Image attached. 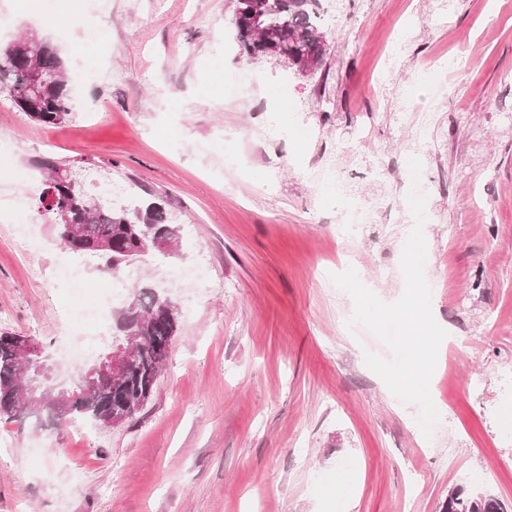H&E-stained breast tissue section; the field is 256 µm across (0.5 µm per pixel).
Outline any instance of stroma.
Here are the masks:
<instances>
[{
  "instance_id": "1",
  "label": "stroma",
  "mask_w": 512,
  "mask_h": 512,
  "mask_svg": "<svg viewBox=\"0 0 512 512\" xmlns=\"http://www.w3.org/2000/svg\"><path fill=\"white\" fill-rule=\"evenodd\" d=\"M0 0V44L35 31L64 50L74 111L58 127L0 95V181L41 188L42 161L123 184L127 207L161 202L180 226L173 253L132 263L137 283L180 319L156 390L117 427L36 428L0 420V512H442L449 490L487 488L512 512V0H338L322 67L304 78L275 58L249 59L233 31L235 0ZM88 13L103 39L69 16ZM402 57L386 65L390 43ZM458 55L450 77L419 65ZM256 70L260 82L232 84ZM413 119L432 114L434 185L424 224L438 353L433 396L446 411L424 436L419 408L365 364L390 350L348 327L351 296L331 274L354 269L386 303L405 282L408 200L376 170L407 169L412 129L395 130L399 94ZM238 153L239 167L226 165ZM372 223L339 235V207L304 168L326 155ZM39 246L18 250L0 223V334L30 336L47 383L65 388L115 336L112 318L70 358L68 312L92 303L111 274L94 264L77 299L60 281L64 250L32 202ZM206 263L207 285L180 287ZM352 481L336 488L338 473Z\"/></svg>"
}]
</instances>
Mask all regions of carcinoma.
<instances>
[{
	"label": "carcinoma",
	"instance_id": "carcinoma-1",
	"mask_svg": "<svg viewBox=\"0 0 512 512\" xmlns=\"http://www.w3.org/2000/svg\"><path fill=\"white\" fill-rule=\"evenodd\" d=\"M321 0H236L233 24L236 38L246 53L265 57L249 19L256 12L263 15L280 41L282 60L298 53L321 52ZM53 75L36 97L20 100L14 93L17 75L31 65ZM0 92L8 94L13 104L33 121L43 126H57L71 112V88L66 78L61 50L43 40L37 49H29L19 38L0 50ZM44 189L39 202L48 212L67 209L70 223L83 227V236L74 238L61 223L57 224L64 247L77 245L82 252L99 255L98 240L111 245L105 268L114 273L129 261L156 249V244L174 245L179 239V225L164 207L151 203L144 208L114 209L92 196L75 194L71 181L74 171L64 163L45 160ZM137 308L115 316L119 342L133 337L135 357L124 375L112 384L78 392L63 410L53 412L26 402L23 389L27 379L14 354L15 336H0V414L8 419L38 427L75 419L100 427L111 426V417L133 418L153 395L157 378L165 365L170 345L178 329V312L168 309L165 300L149 288H137ZM500 500L493 494L479 498L462 487L448 492L444 512H501Z\"/></svg>",
	"mask_w": 512,
	"mask_h": 512
}]
</instances>
